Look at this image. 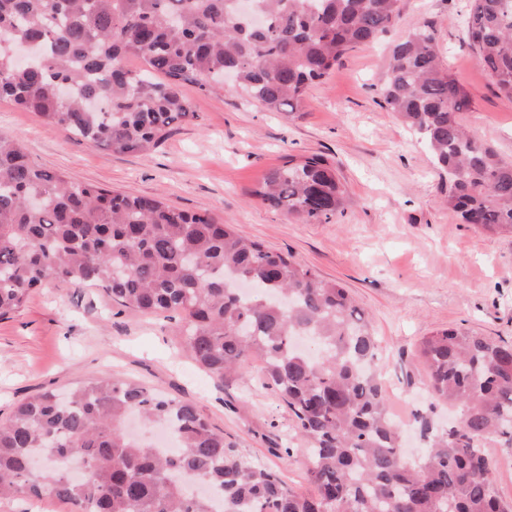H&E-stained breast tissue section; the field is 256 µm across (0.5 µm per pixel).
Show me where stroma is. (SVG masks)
Returning a JSON list of instances; mask_svg holds the SVG:
<instances>
[{"label": "stroma", "mask_w": 512, "mask_h": 512, "mask_svg": "<svg viewBox=\"0 0 512 512\" xmlns=\"http://www.w3.org/2000/svg\"><path fill=\"white\" fill-rule=\"evenodd\" d=\"M467 11L468 0H404L399 26L349 52L288 116L229 86L208 94L184 86L193 117L145 154L90 146L5 100L0 135L73 182L207 212L341 282L369 316L389 410L406 424L426 403L417 352L423 336L461 327L512 342V236L457 223L440 203L443 180L428 150L380 94L389 45L430 24L449 72L472 100L461 123L512 160V103L476 61L463 28ZM289 154H318L336 167L346 204L331 223L301 224L253 197ZM177 322L174 314L151 317L115 305L98 288L45 285L0 319V419L23 399L118 375L194 403L239 456L311 494L303 445L288 441L293 417L262 384L259 364L212 378L189 357Z\"/></svg>", "instance_id": "obj_1"}]
</instances>
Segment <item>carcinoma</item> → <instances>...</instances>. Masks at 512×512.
Here are the masks:
<instances>
[{
	"instance_id": "carcinoma-1",
	"label": "carcinoma",
	"mask_w": 512,
	"mask_h": 512,
	"mask_svg": "<svg viewBox=\"0 0 512 512\" xmlns=\"http://www.w3.org/2000/svg\"><path fill=\"white\" fill-rule=\"evenodd\" d=\"M0 0V100L93 147L146 153L193 115L182 87L233 86L295 112L349 51L402 18V0ZM469 46L512 102V0H470ZM136 57L144 67L133 70ZM381 95L448 176L444 204L463 224L512 235V161L458 114L472 102L424 24L392 45ZM254 195L302 224H328L345 190L322 157L290 156ZM102 289L117 305L176 313L191 358L224 379L262 362L292 414L314 494L242 459L195 405L119 377L67 400L44 392L0 423V498L48 496L72 512H512L494 489L495 438L512 447V343L464 328L419 345L429 411L425 446L402 447L368 316L346 288L293 254L243 238L207 213L78 184L31 164L0 136V317L45 284ZM439 405L457 410L434 427ZM165 425L161 454L127 433Z\"/></svg>"
}]
</instances>
